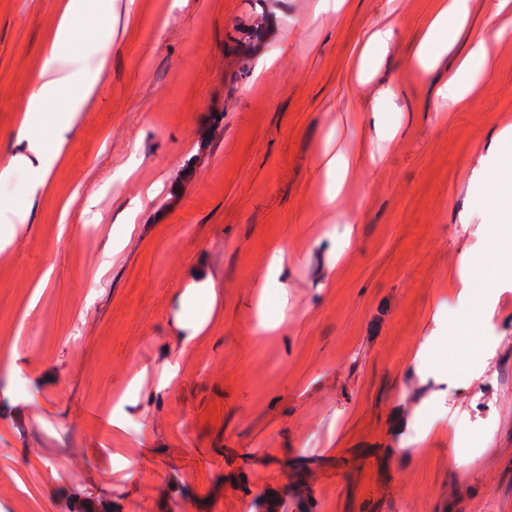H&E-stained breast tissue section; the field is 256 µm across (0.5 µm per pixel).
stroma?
I'll use <instances>...</instances> for the list:
<instances>
[{
	"mask_svg": "<svg viewBox=\"0 0 512 512\" xmlns=\"http://www.w3.org/2000/svg\"><path fill=\"white\" fill-rule=\"evenodd\" d=\"M60 4L0 0V155L26 149ZM496 4L469 0L425 69L412 45L436 0H100L111 30L71 52L89 68L111 39L112 67L51 189L25 167L0 184L29 211L0 222V512H512V285L468 272L478 352L457 303L462 252L512 260L479 202L512 125ZM480 37L496 41L483 82L449 105ZM375 110L379 129L335 125ZM332 131L376 156L336 214L316 189ZM276 243L285 296L261 310ZM201 272L215 309L187 351L180 296ZM448 356L451 375L430 371ZM393 36L394 27L390 21H386L370 31L360 56L359 72H363L367 68L368 62L373 60L376 50L387 46Z\"/></svg>",
	"mask_w": 512,
	"mask_h": 512,
	"instance_id": "obj_1",
	"label": "stroma"
}]
</instances>
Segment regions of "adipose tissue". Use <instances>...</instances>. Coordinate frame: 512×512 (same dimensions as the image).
Segmentation results:
<instances>
[{
	"label": "adipose tissue",
	"mask_w": 512,
	"mask_h": 512,
	"mask_svg": "<svg viewBox=\"0 0 512 512\" xmlns=\"http://www.w3.org/2000/svg\"><path fill=\"white\" fill-rule=\"evenodd\" d=\"M467 0H438L432 23L415 47L418 61L434 66L458 38L467 16ZM97 0H62L59 23L48 47L46 64L37 76V89L19 126L18 135L28 142L29 155L14 154L0 157V183L12 179L18 167L38 159V184L49 188L53 168L63 159L71 132L80 124L87 105L95 98L98 83L111 66V44L102 42L94 58L93 76H85L79 59L68 56V48L75 42L80 26L104 22ZM488 54L487 40L475 41L463 56L458 71L449 76L440 90L449 104L469 103L480 86ZM70 86L71 95L65 112L55 123L53 148L43 151L39 141L46 118L45 109L59 89ZM365 141L347 144L326 138L317 156L316 168L323 177L322 204L326 211L339 212L344 197L366 156ZM487 187L483 207L491 219H499L503 203L499 197L502 184L512 181V126L504 128L493 163L482 172ZM189 316L181 327L187 339H194L209 322L215 301V283L212 277H198L189 283L181 296Z\"/></svg>",
	"instance_id": "1"
}]
</instances>
